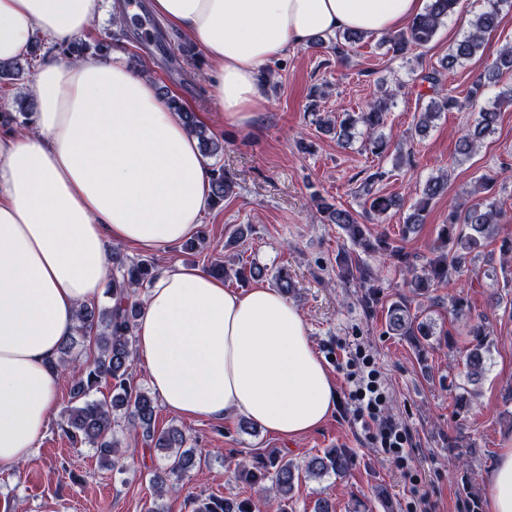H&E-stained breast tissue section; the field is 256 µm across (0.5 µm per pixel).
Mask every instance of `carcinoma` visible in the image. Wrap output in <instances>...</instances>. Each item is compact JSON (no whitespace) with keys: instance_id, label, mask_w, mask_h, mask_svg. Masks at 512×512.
<instances>
[{"instance_id":"cac0c4a2","label":"carcinoma","mask_w":512,"mask_h":512,"mask_svg":"<svg viewBox=\"0 0 512 512\" xmlns=\"http://www.w3.org/2000/svg\"><path fill=\"white\" fill-rule=\"evenodd\" d=\"M458 0H429L425 10L406 30L384 39L393 52L404 55L414 47H421L431 41L445 18L454 10ZM508 0H487L485 9L475 15L469 22L467 34L459 40L442 62V68L448 69L463 63L474 56L482 47L486 34L499 25L501 7ZM364 38L356 32L342 33L335 39L325 42L318 40L317 46L326 47L339 57L345 56V44H354ZM112 51V42L106 38H97L89 42L77 38L66 45H53L46 53H57L70 58H82L89 53L107 56ZM31 61L26 58L11 62H0V85L10 86L22 80L30 71ZM512 72V48L499 54L492 65L479 74L472 83L469 92L471 106L477 109L478 118L468 133L459 141L458 151L462 154L472 152L486 135L494 132L500 115V105H480L486 88L498 84L503 75ZM429 84L432 96L422 112L418 115L415 132L425 133L434 120L442 113L459 108L458 100L440 90L441 72L434 69L421 77ZM391 96L376 95L367 104V109L360 113H346L336 125H327V130L335 133L337 140L351 143L358 126L365 127V142L372 153L378 155L386 151L388 144L385 137L378 133L383 126L386 113L390 109ZM18 114L11 117L14 126L10 130H24L29 127V111L33 104L25 100L16 102ZM168 105L177 112L183 123L195 134L203 148L205 156L218 158L222 146L214 134L199 124L195 113L185 108L182 102L168 98ZM211 202L218 203L233 191V179L224 170V164L216 161L210 165ZM448 179L441 176L430 179L422 189V196L413 205V212L406 217L405 231L411 232L423 223V212L431 201L446 190ZM399 202L385 195L371 194L365 201V214L374 220L384 215ZM328 222L337 225L350 238L354 246L366 253H380L403 266V272L411 276L410 283L414 293L425 298L434 306L440 304L434 292L451 284L456 274L466 266L469 255L481 247L483 240L494 234V226L499 223L500 211L495 203L487 199L475 200L454 208L448 214V222L442 225L438 243L432 248L433 257L422 267L404 252L403 247L385 236L370 239L366 236L361 216L338 207H324ZM112 261V278L107 288L114 304L102 310L83 306L78 314V324L74 335L67 338L61 348L56 367L67 371L65 363L74 347L82 342L88 350V357L78 367V376L73 384V398L76 405L69 409L64 431L69 438L80 444L93 447L100 458L107 462V467L121 470L122 458L117 455L121 447L118 438L120 421L127 422L129 429L140 436L141 444L164 453L166 464L152 475V483L157 492H163L167 478L182 474L193 466V454L185 449L188 437L178 427H170L156 432L154 420L157 413L155 397L144 391L135 381L133 363L135 358V322L140 313V302L133 298L134 289L151 284L158 273L154 263L148 260L130 259L117 250L110 254ZM360 282L374 287L380 280L377 271L363 265L357 255L350 259ZM388 330L396 336H403L421 347L436 335L435 323L421 320L411 312L410 305L400 299L394 301L387 310ZM472 336L469 347L464 350L463 362L468 378L473 382L481 380L484 374L488 345L487 333L483 323L470 328ZM106 383L112 390L110 400H97L90 393L101 383ZM354 466L353 456L345 450L329 448L321 455L307 461L299 467L291 460L276 455L268 457L262 463L260 471L243 467L238 470V478L245 483L257 484L270 482L269 496L265 501L251 499L235 500L215 496L198 497L194 512H264L274 509L276 512H288L295 483L301 477L321 479L333 474L339 478L347 476Z\"/></svg>"}]
</instances>
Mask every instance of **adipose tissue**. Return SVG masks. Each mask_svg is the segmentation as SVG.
Instances as JSON below:
<instances>
[{
  "label": "adipose tissue",
  "mask_w": 512,
  "mask_h": 512,
  "mask_svg": "<svg viewBox=\"0 0 512 512\" xmlns=\"http://www.w3.org/2000/svg\"><path fill=\"white\" fill-rule=\"evenodd\" d=\"M426 0H153L210 60L218 109L242 126L268 104L267 67L289 47L347 30L377 36ZM103 0H0V61L88 34ZM33 130L0 136V465L29 460L53 413L59 348L109 274L106 242L143 250L194 238L210 198L198 140L153 80L112 57L45 56ZM136 352L172 414L242 415L284 439L339 400L301 312L277 289L246 291L193 266L159 271ZM490 512H512V448L485 480Z\"/></svg>",
  "instance_id": "adipose-tissue-1"
}]
</instances>
